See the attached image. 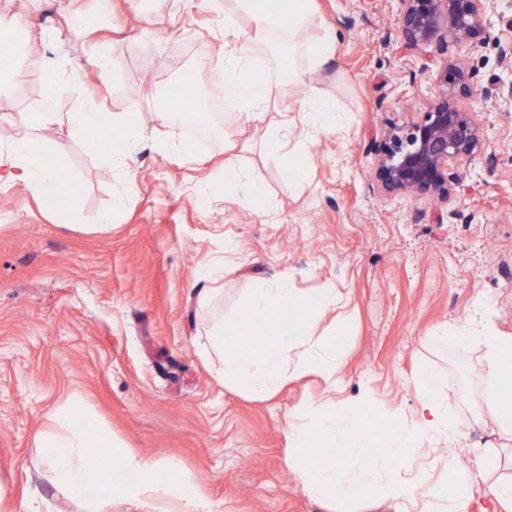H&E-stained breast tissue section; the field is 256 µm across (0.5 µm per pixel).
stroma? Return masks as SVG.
<instances>
[{
  "mask_svg": "<svg viewBox=\"0 0 512 512\" xmlns=\"http://www.w3.org/2000/svg\"><path fill=\"white\" fill-rule=\"evenodd\" d=\"M317 4L337 59L312 82L335 98L337 124L298 155L307 181L289 182L284 160L262 146L267 123H284L286 149L294 151L301 97L259 47L254 57L270 78L274 107L264 120H231L226 129L261 194L238 186L206 201L195 186L223 159V143L193 158L156 151L155 141L185 132L154 122L159 103L139 88L149 76L166 88L194 71L198 102L206 104L211 73L224 64L222 0H201L190 11L153 0L145 13L121 0L111 18L82 33L63 23L69 0H0V11L55 32L18 53L30 76L10 96L13 112L33 111L46 66L63 61L83 70L90 47L111 40L109 80L92 90L73 82L59 109L73 111L92 92L110 111L142 113L152 134L129 171L127 207L109 230L94 222L111 208L121 180L81 143L66 145L79 228L64 226L23 183L0 192V512H23L33 493L56 512H85L44 478L34 444L51 428L49 409L74 392L140 456L177 462L224 512H385L376 502L326 507L286 467L289 416L328 396L322 378L307 376L255 400L225 386L201 354L220 323L243 312L255 283L285 273L300 294L332 286L347 295L346 307L320 327L337 331L341 397L356 399L367 385L380 395L364 413L369 426L395 412L412 415V377L430 362L444 369L448 398L459 405L462 447L496 446L501 454L497 475L473 476L469 512H500L490 484L512 476V447L489 417L475 415L482 352L426 338L443 324L452 331L467 325L481 298L493 304L498 330L512 334V104L478 94L460 100L463 111L478 115L482 152L454 163L459 178L449 199L381 191L374 168L386 135L416 122L437 96L447 57L465 59L479 85L512 82V59L501 54L512 29L499 19L512 0H493L485 37L473 49L436 40L405 46L396 27L400 0ZM202 58L211 71H197ZM203 268L211 278L200 279Z\"/></svg>",
  "mask_w": 512,
  "mask_h": 512,
  "instance_id": "35a3bbf8",
  "label": "stroma"
}]
</instances>
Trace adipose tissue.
<instances>
[{"mask_svg": "<svg viewBox=\"0 0 512 512\" xmlns=\"http://www.w3.org/2000/svg\"><path fill=\"white\" fill-rule=\"evenodd\" d=\"M248 13L253 33L243 32L237 23L239 13ZM317 10L312 0H280L278 7L263 0H225L224 67L216 77L224 88L225 100L236 104L235 119L249 124L268 110L270 84L250 73L254 43L274 42L287 46L293 60L289 82L306 86L300 104L304 130L314 134L330 131L335 125L336 101L310 87L309 82L334 56L331 39L305 40V33L316 24ZM72 79L65 64L43 72L46 85L35 112L22 133L0 142V191L23 182L34 195L47 196L56 181V171L42 166L38 154L47 151L65 162L66 147L43 138L44 130L66 123L70 140L85 142L88 123H95L101 136L89 151L104 159L118 176H126L139 147L149 132L139 113L110 112L91 96L83 97L76 111L58 110L59 96ZM344 303L333 287L318 289L303 297L291 288L287 277L257 283L251 288L246 310L263 323L261 342L240 340L237 321L222 323L209 336L204 348L207 359L217 360L218 372L226 386L256 399L272 396L288 381L307 375L336 380L342 357L335 341L318 333L325 315ZM294 311L298 321L280 320V313ZM435 341H454L461 347L482 348V382L478 391L480 410L492 418L498 433L512 438V395L501 386L502 362L512 357V336L501 335L491 318L488 304L474 306L469 326L455 335L438 330ZM415 407L412 417L392 415L389 433L375 442L363 421V409L378 404L376 390L367 389L359 401L312 400L296 410L288 422L287 468L310 496L327 504L371 498L388 504L392 512H468L471 469L490 470L499 463L491 449L474 454L471 465H462L454 454L439 460L443 478L429 482L412 471L413 462L426 446L443 442L454 444L459 435L455 408L445 392V374L427 365L413 380ZM50 418L55 432L35 437L40 447V466L47 479L70 500L88 512L112 498V477L121 473L122 493L133 502L151 500L157 512H220L178 464L164 458L135 454L88 406L80 393L53 407ZM105 449L107 466L92 465L94 449ZM331 456H321V449Z\"/></svg>", "mask_w": 512, "mask_h": 512, "instance_id": "adipose-tissue-1", "label": "adipose tissue"}]
</instances>
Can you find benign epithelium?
<instances>
[{
    "mask_svg": "<svg viewBox=\"0 0 512 512\" xmlns=\"http://www.w3.org/2000/svg\"><path fill=\"white\" fill-rule=\"evenodd\" d=\"M489 0H401L397 26L406 44L437 40L448 44L481 43ZM442 92L418 121L389 135L375 167L378 186L387 192H411L446 198L457 181L453 163L479 148L478 119L457 102L480 92L486 100H512V84L477 89L466 62L451 57L439 69Z\"/></svg>",
    "mask_w": 512,
    "mask_h": 512,
    "instance_id": "7a95c632",
    "label": "benign epithelium"
}]
</instances>
